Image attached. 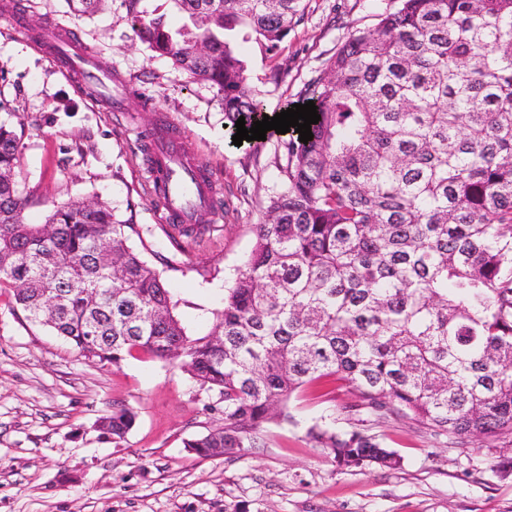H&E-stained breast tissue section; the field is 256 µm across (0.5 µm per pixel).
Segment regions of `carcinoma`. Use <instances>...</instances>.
Segmentation results:
<instances>
[{
  "label": "carcinoma",
  "instance_id": "obj_1",
  "mask_svg": "<svg viewBox=\"0 0 512 512\" xmlns=\"http://www.w3.org/2000/svg\"><path fill=\"white\" fill-rule=\"evenodd\" d=\"M69 2L80 16L102 4ZM143 2L124 0L138 40L214 85L251 128L263 104L237 43L277 58L303 0H172L188 19L178 30ZM395 2L300 92L321 120L308 143L281 141L268 220L203 336L107 202L25 222L20 139L0 121V285L90 362L139 353L218 392L224 424L186 442L200 457L258 447L264 424L295 422L291 398L327 379L352 391L342 410L362 423L408 419L459 448L512 447V0ZM159 229L179 247L209 232ZM135 419L119 408L101 427L121 440ZM306 436L341 465L401 466L365 429L315 423Z\"/></svg>",
  "mask_w": 512,
  "mask_h": 512
}]
</instances>
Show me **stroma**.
<instances>
[{"label": "stroma", "mask_w": 512, "mask_h": 512, "mask_svg": "<svg viewBox=\"0 0 512 512\" xmlns=\"http://www.w3.org/2000/svg\"><path fill=\"white\" fill-rule=\"evenodd\" d=\"M387 2L305 0L275 62L246 44L247 81L266 112L297 101L349 33L372 25ZM21 4L0 17V120H11L20 138L28 221L43 223L72 199L107 202L117 221L141 228L130 245L170 288L189 334H206L283 178L280 134L234 145L216 88L153 56L133 35L123 0H103L91 16L75 15L68 0ZM57 26L124 86L119 111L38 48L39 34ZM277 63L286 71L278 83L270 78ZM165 116L224 202L210 236L186 250L158 229L166 212L145 161ZM351 400L343 386L331 404L299 394L289 403L294 423L265 424L263 446L202 459L185 443L223 421L217 392L147 356L88 362L26 320L0 288V512H512V471L492 469L489 449L448 448L402 421L374 428L401 455L400 468L338 465L305 432ZM115 407L136 414L121 440L98 427Z\"/></svg>", "instance_id": "stroma-1"}]
</instances>
